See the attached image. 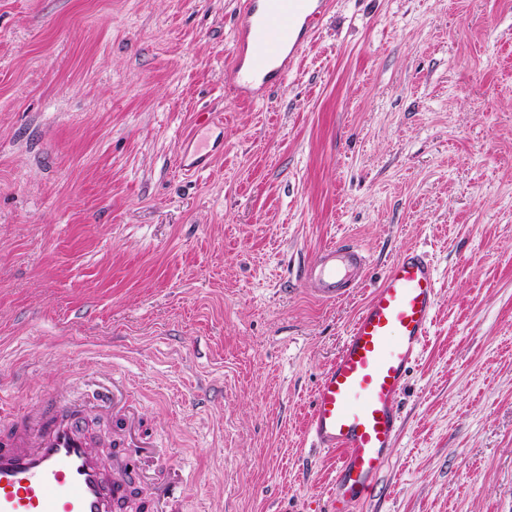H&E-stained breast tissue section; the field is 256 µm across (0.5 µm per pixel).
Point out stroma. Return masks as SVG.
<instances>
[{"mask_svg":"<svg viewBox=\"0 0 512 512\" xmlns=\"http://www.w3.org/2000/svg\"><path fill=\"white\" fill-rule=\"evenodd\" d=\"M243 3L0 0V396L119 378L176 512H316L315 384L419 246L435 320L353 512H512V0H331L253 102ZM341 239L371 267L324 303L304 272ZM194 143L193 136H190L189 138L184 139L181 142V151L179 153V163L180 166L183 167V169L190 171V170H203L205 169L209 162V154H200L198 151H192V146Z\"/></svg>","mask_w":512,"mask_h":512,"instance_id":"35a3bbf8","label":"stroma"}]
</instances>
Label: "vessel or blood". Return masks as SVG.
Masks as SVG:
<instances>
[{"label":"vessel or blood","mask_w":512,"mask_h":512,"mask_svg":"<svg viewBox=\"0 0 512 512\" xmlns=\"http://www.w3.org/2000/svg\"><path fill=\"white\" fill-rule=\"evenodd\" d=\"M330 0H246L236 19L233 60L226 84L236 97L248 68L255 93L285 81ZM193 138L181 143L179 163L202 170L207 155ZM369 265L358 245L323 247L307 270L310 293L324 302L357 288ZM438 279L427 253L405 248L389 263L320 376L305 432L314 447L334 458L328 512H351L376 487L401 426L399 398L420 357L437 308ZM112 416L119 435L138 422L121 380L95 397L56 392L49 405L30 402L22 421L0 428V512H115L124 498L127 472H107L90 448L82 420L89 411Z\"/></svg>","instance_id":"vessel-or-blood-1"}]
</instances>
